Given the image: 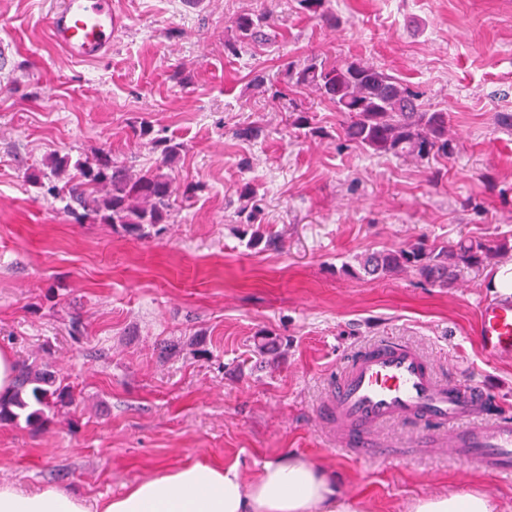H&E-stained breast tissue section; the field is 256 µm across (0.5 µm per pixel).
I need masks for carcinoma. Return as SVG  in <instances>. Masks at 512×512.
Instances as JSON below:
<instances>
[{
    "instance_id": "cac0c4a2",
    "label": "carcinoma",
    "mask_w": 512,
    "mask_h": 512,
    "mask_svg": "<svg viewBox=\"0 0 512 512\" xmlns=\"http://www.w3.org/2000/svg\"><path fill=\"white\" fill-rule=\"evenodd\" d=\"M300 12L331 26L336 19L325 10V0H296ZM274 26L269 10L244 12L231 21L234 37L224 50L237 54L244 46L268 37ZM289 81L312 87L344 116L346 141L379 156H409L421 161L455 152L448 130V113L427 111L416 95L395 76L361 59L327 64L316 58L288 67ZM78 176L50 194L67 202L75 219L89 217L101 224L119 225L140 237L165 223L173 199L195 194L191 184L176 185L152 170L136 175L101 150L91 160L76 164ZM512 250L507 240H468L454 246H436L425 238L398 250H384L357 259L367 276H389L413 270L424 281L443 288L453 286L463 270H480ZM76 404L69 387L55 386L50 372L23 364L16 372L12 393L0 396V423H15L29 410L26 422H44L45 411H60Z\"/></svg>"
}]
</instances>
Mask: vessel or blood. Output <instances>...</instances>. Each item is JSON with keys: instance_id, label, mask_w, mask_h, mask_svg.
Returning <instances> with one entry per match:
<instances>
[{"instance_id": "1", "label": "vessel or blood", "mask_w": 512, "mask_h": 512, "mask_svg": "<svg viewBox=\"0 0 512 512\" xmlns=\"http://www.w3.org/2000/svg\"><path fill=\"white\" fill-rule=\"evenodd\" d=\"M116 19L112 0H58L49 15L53 41L78 61L112 51ZM478 342L493 359L512 358V296L483 302ZM483 386L436 378L430 361L414 347L383 339L347 360L328 384L318 410L323 439L356 457L374 460L385 449L377 430L403 423L431 441L447 436L458 459L493 477L512 476V418L492 413Z\"/></svg>"}]
</instances>
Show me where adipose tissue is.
Returning <instances> with one entry per match:
<instances>
[{
	"label": "adipose tissue",
	"mask_w": 512,
	"mask_h": 512,
	"mask_svg": "<svg viewBox=\"0 0 512 512\" xmlns=\"http://www.w3.org/2000/svg\"><path fill=\"white\" fill-rule=\"evenodd\" d=\"M0 512H90L86 499L56 486L26 491L0 483ZM102 512H352L330 469L289 453L264 461L254 476L239 463H192L147 476L112 496ZM409 512H496L484 494L416 498Z\"/></svg>",
	"instance_id": "1"
}]
</instances>
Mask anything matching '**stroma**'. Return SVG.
Instances as JSON below:
<instances>
[{
    "instance_id": "35a3bbf8",
    "label": "stroma",
    "mask_w": 512,
    "mask_h": 512,
    "mask_svg": "<svg viewBox=\"0 0 512 512\" xmlns=\"http://www.w3.org/2000/svg\"><path fill=\"white\" fill-rule=\"evenodd\" d=\"M50 7L0 0V349L54 372L78 403L0 425V481L99 503L164 467L253 473L296 452L334 470L353 512L472 492L512 512V478L425 447L411 426L382 428L391 455L369 461L324 446L314 416L328 374L384 336L512 410V361L485 357L477 337L491 269L451 288L351 272L364 253L420 237L512 242V127L498 121L512 113V0H327L332 28L295 0H113L112 52L93 62L54 44ZM262 9L274 13L270 39L225 52L232 19ZM313 56L405 81L449 114L453 157H378L346 142L335 107L286 76ZM295 107L318 134L291 126ZM248 125L257 138L237 136ZM165 138L184 146L167 166ZM99 149L199 190L151 237L77 223L47 187ZM56 156L71 162L58 174Z\"/></svg>"
}]
</instances>
